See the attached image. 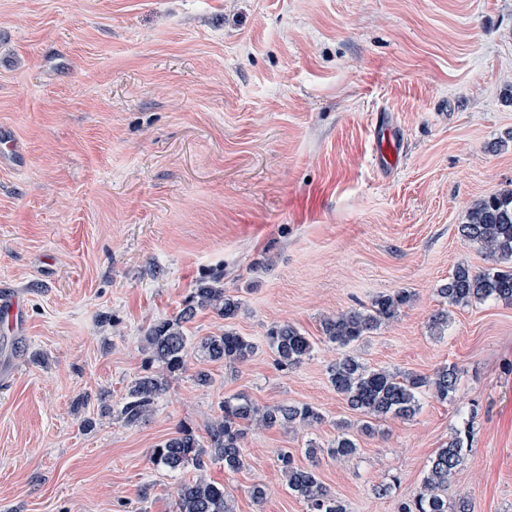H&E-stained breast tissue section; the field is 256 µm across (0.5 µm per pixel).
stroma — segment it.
Listing matches in <instances>:
<instances>
[{"instance_id":"1","label":"stroma","mask_w":512,"mask_h":512,"mask_svg":"<svg viewBox=\"0 0 512 512\" xmlns=\"http://www.w3.org/2000/svg\"><path fill=\"white\" fill-rule=\"evenodd\" d=\"M383 121L400 148L388 171ZM0 133L21 148L0 161V290L26 305L23 334L0 327L15 362L0 384V512H175L193 473L155 467L153 448L182 426L206 437L239 392L323 420L251 428L242 469L210 465L234 512H306L278 453L306 466L311 444L347 512H398L466 420L444 495L512 512V307L438 294L456 266H489L458 228L512 189V0H0ZM214 274L241 308L199 312L190 343L229 329L256 352L192 361L149 418L125 423L147 328ZM397 289L412 300L393 321L344 349L325 339L324 317ZM277 322L314 343L287 371L266 342ZM346 353L402 375L451 364L459 390L368 433L328 381ZM344 427L357 452L330 459Z\"/></svg>"}]
</instances>
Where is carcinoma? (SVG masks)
Segmentation results:
<instances>
[{
	"label": "carcinoma",
	"instance_id": "cac0c4a2",
	"mask_svg": "<svg viewBox=\"0 0 512 512\" xmlns=\"http://www.w3.org/2000/svg\"><path fill=\"white\" fill-rule=\"evenodd\" d=\"M462 237L477 246L489 257L512 258V190L492 194L471 207L467 222L460 226ZM438 294L450 306L473 301L493 299L512 305V269L490 267L475 272L459 265L438 288ZM411 301L405 290H395L378 296L366 310L351 309L327 317L322 321L325 338L338 347H345L376 330L381 324L395 319ZM241 308L239 299L225 294L224 277L202 278L185 298L182 308L172 318L160 319L146 330L144 347L150 353V362L158 364L159 371H146L136 378L120 407V415L127 423H138L155 411L157 399L168 388V380L187 371L191 354L198 352L209 361L229 365L247 361L255 345L246 337L226 330L216 336L200 340L190 347L184 325L198 312L210 310L225 319L233 318ZM270 349L280 369L287 371L299 366L311 356L313 343L300 329L289 323H276L267 333ZM329 380L334 390L342 395L351 409L365 417L363 428L372 430L371 421L386 417L410 419L419 410V394L425 388L440 401L454 398L459 387L456 366L438 368L433 376L399 375L389 370L370 369L353 356L345 355L328 366ZM322 421V414L309 404H277L260 406L244 394L224 398L220 414L208 426L209 442L201 443L194 431L187 427L153 449V463L170 472L188 468L196 476L183 481L177 488V512H233L231 500L224 485L203 477L212 462L224 463V469L236 472L244 465L242 443L254 426L264 428H305ZM467 436L458 431L448 445L438 450L430 460L421 490L400 505V512H470L469 501L461 499L453 506L442 492L448 480L462 465L468 447ZM357 445L348 434H338L327 454L340 459L355 454ZM281 473L288 489L303 499L307 512H347L344 505L319 480L316 465L299 466L288 449L278 454Z\"/></svg>",
	"mask_w": 512,
	"mask_h": 512
}]
</instances>
